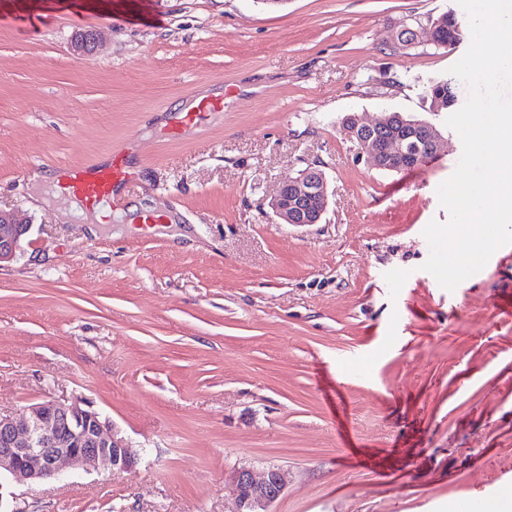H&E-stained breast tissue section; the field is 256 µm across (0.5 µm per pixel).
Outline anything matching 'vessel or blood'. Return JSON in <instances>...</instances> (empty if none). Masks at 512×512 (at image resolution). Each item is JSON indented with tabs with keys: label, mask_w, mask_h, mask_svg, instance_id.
<instances>
[{
	"label": "vessel or blood",
	"mask_w": 512,
	"mask_h": 512,
	"mask_svg": "<svg viewBox=\"0 0 512 512\" xmlns=\"http://www.w3.org/2000/svg\"><path fill=\"white\" fill-rule=\"evenodd\" d=\"M133 174L123 153L113 152L106 164H90L66 170L64 191L88 206L114 200L116 191L131 182Z\"/></svg>",
	"instance_id": "vessel-or-blood-1"
}]
</instances>
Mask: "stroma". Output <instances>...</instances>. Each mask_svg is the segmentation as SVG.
I'll return each mask as SVG.
<instances>
[{
	"instance_id": "35a3bbf8",
	"label": "stroma",
	"mask_w": 512,
	"mask_h": 512,
	"mask_svg": "<svg viewBox=\"0 0 512 512\" xmlns=\"http://www.w3.org/2000/svg\"><path fill=\"white\" fill-rule=\"evenodd\" d=\"M444 13L454 46L393 48ZM470 43L458 0H0V209L31 226L0 265V412L82 397L139 457L4 481L5 512H232L229 473L270 465V512L512 497V244L451 292L423 269L463 147L421 92ZM203 85L222 109L171 139ZM393 111L446 151L383 172L339 131ZM130 144L141 173L98 236L58 192L30 206L32 168ZM311 163L322 222L280 223L272 198Z\"/></svg>"
}]
</instances>
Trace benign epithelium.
<instances>
[{"label": "benign epithelium", "mask_w": 512, "mask_h": 512, "mask_svg": "<svg viewBox=\"0 0 512 512\" xmlns=\"http://www.w3.org/2000/svg\"><path fill=\"white\" fill-rule=\"evenodd\" d=\"M454 42L451 33L447 43H439L437 25L431 19L426 25L407 26L397 35V44L405 47L449 48ZM98 43V33L89 31L75 40L74 53L82 60L96 51ZM341 132L368 155L374 167L384 171L398 172L416 165L421 146L436 153L443 143L435 127L401 112H383L369 121L350 114L342 121ZM327 207L326 178L317 164L284 182L271 202L275 216L294 226L320 223ZM28 231L21 216L0 210V264L16 258ZM137 462L138 455L113 424L81 398L48 400L16 413H0V476L14 483L55 479L65 467L88 472L104 463L126 471ZM231 478L237 490L234 512H269L286 486L284 472L277 466H269L259 475L250 468H237Z\"/></svg>", "instance_id": "benign-epithelium-1"}]
</instances>
